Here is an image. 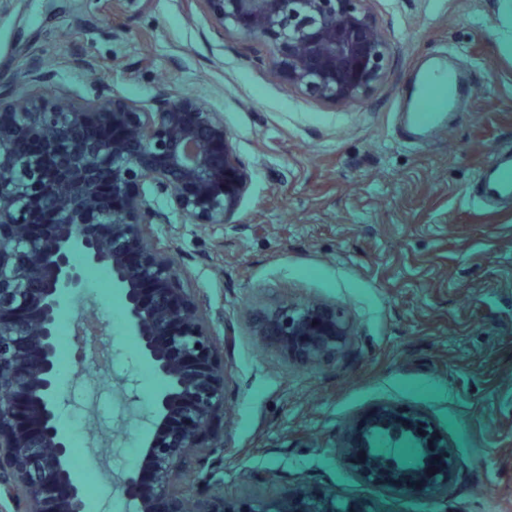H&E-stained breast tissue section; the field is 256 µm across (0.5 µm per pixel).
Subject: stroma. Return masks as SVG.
<instances>
[{
	"instance_id": "stroma-1",
	"label": "stroma",
	"mask_w": 512,
	"mask_h": 512,
	"mask_svg": "<svg viewBox=\"0 0 512 512\" xmlns=\"http://www.w3.org/2000/svg\"><path fill=\"white\" fill-rule=\"evenodd\" d=\"M392 48L383 83L346 106L313 100L278 72L276 51L217 31L192 0H7L0 73L42 60L77 101L99 84L152 111L158 84L221 113L251 182L230 222L196 224L143 192L164 219L149 239L171 249L227 369L224 445L210 491L239 507L320 484L375 512H512V200L488 203L471 182L494 149L512 150V0H376ZM82 54L96 73L75 70ZM469 77L461 120L402 138L425 71ZM102 282L77 287L60 316L103 325L112 380L131 406L87 433L109 436L115 466L135 471L152 430L159 379L132 336L126 303ZM315 304L345 322L336 350L285 354L260 327L273 311ZM388 405L430 417L463 460L421 494L371 483L342 451L352 422Z\"/></svg>"
}]
</instances>
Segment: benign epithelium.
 Wrapping results in <instances>:
<instances>
[{
    "mask_svg": "<svg viewBox=\"0 0 512 512\" xmlns=\"http://www.w3.org/2000/svg\"><path fill=\"white\" fill-rule=\"evenodd\" d=\"M214 27L230 26L271 45L288 81L328 104L370 94L385 78L391 51L373 0H198ZM17 95L0 82V503L12 512H87L70 444L58 417L54 324L61 290L76 286L79 247L89 264H105L122 289L128 323L163 379L143 463L127 478L137 512H373L368 501L336 502L306 487L258 507L236 508L224 495L199 496L208 482L205 451L216 448L226 372L216 339L181 285L170 251L154 250L144 226L161 214L141 186L153 185L173 210L195 224H224L237 211L250 175L231 148L224 116L190 97L157 91L152 112L105 91L85 104L60 92L38 62ZM61 139L74 143L57 150ZM56 223L34 230L40 210ZM262 334L285 352L310 359L345 336L336 315L315 304L272 312ZM425 417L385 410V425L403 429ZM420 449L416 478L371 448L349 443L347 466L370 482L395 480L433 490L457 466L434 428ZM194 478H180L190 459Z\"/></svg>",
    "mask_w": 512,
    "mask_h": 512,
    "instance_id": "7a95c632",
    "label": "benign epithelium"
}]
</instances>
